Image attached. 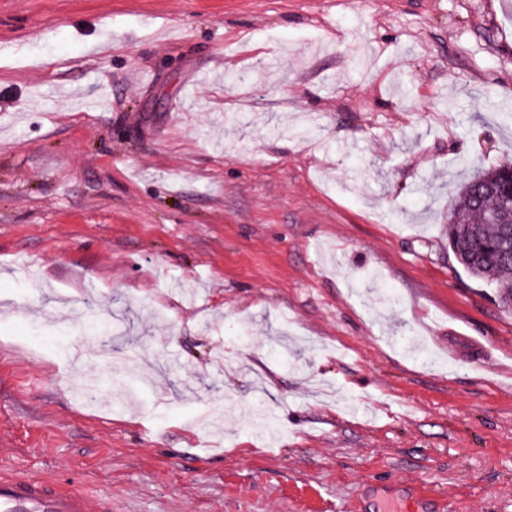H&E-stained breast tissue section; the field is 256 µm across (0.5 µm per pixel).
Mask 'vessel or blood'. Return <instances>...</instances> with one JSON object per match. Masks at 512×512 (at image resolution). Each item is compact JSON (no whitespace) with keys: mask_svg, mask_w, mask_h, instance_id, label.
<instances>
[{"mask_svg":"<svg viewBox=\"0 0 512 512\" xmlns=\"http://www.w3.org/2000/svg\"><path fill=\"white\" fill-rule=\"evenodd\" d=\"M0 512H112V499H92L74 482L44 480L0 464Z\"/></svg>","mask_w":512,"mask_h":512,"instance_id":"b4317fda","label":"vessel or blood"}]
</instances>
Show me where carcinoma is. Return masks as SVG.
<instances>
[{"label":"carcinoma","mask_w":512,"mask_h":512,"mask_svg":"<svg viewBox=\"0 0 512 512\" xmlns=\"http://www.w3.org/2000/svg\"><path fill=\"white\" fill-rule=\"evenodd\" d=\"M448 248L474 278L512 304V161L467 180L448 214Z\"/></svg>","instance_id":"1"}]
</instances>
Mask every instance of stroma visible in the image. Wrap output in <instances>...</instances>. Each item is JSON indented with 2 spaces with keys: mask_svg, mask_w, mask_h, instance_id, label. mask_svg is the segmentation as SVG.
Listing matches in <instances>:
<instances>
[{
  "mask_svg": "<svg viewBox=\"0 0 512 512\" xmlns=\"http://www.w3.org/2000/svg\"><path fill=\"white\" fill-rule=\"evenodd\" d=\"M508 101L512 0H0V462L113 512H512V306L448 248Z\"/></svg>",
  "mask_w": 512,
  "mask_h": 512,
  "instance_id": "stroma-1",
  "label": "stroma"
}]
</instances>
